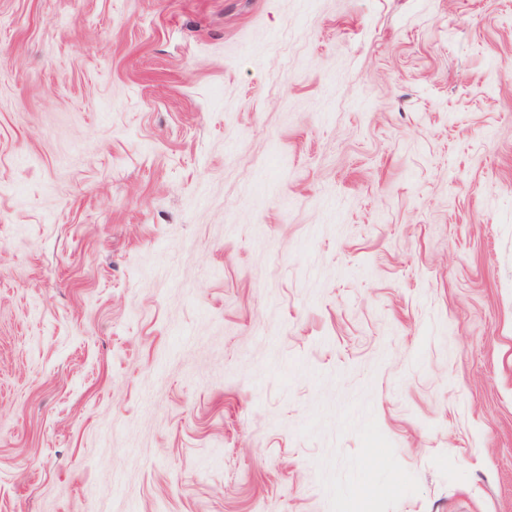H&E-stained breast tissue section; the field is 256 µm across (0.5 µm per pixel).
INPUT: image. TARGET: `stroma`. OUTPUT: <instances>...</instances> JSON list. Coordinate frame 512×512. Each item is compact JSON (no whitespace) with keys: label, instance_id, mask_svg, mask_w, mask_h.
Wrapping results in <instances>:
<instances>
[{"label":"stroma","instance_id":"35a3bbf8","mask_svg":"<svg viewBox=\"0 0 512 512\" xmlns=\"http://www.w3.org/2000/svg\"><path fill=\"white\" fill-rule=\"evenodd\" d=\"M0 512H512V0H0Z\"/></svg>","mask_w":512,"mask_h":512}]
</instances>
